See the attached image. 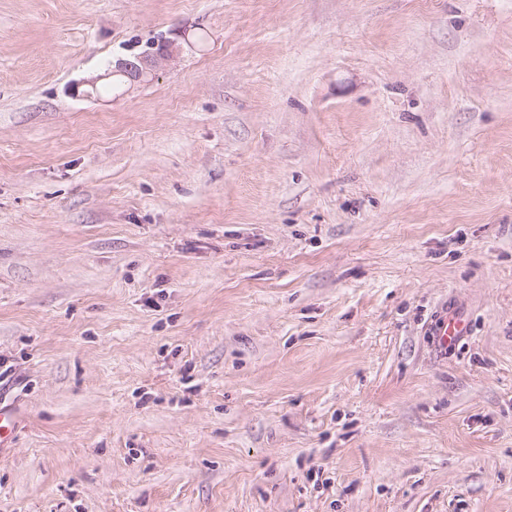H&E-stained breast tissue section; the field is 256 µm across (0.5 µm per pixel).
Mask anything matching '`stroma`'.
<instances>
[{"instance_id":"1","label":"stroma","mask_w":512,"mask_h":512,"mask_svg":"<svg viewBox=\"0 0 512 512\" xmlns=\"http://www.w3.org/2000/svg\"><path fill=\"white\" fill-rule=\"evenodd\" d=\"M0 408V512H512V0H0ZM166 55L163 51L157 52L151 56L146 55L139 60L138 63L130 62L128 60H118L112 66V69L103 74L104 79L111 78L112 76H123L128 79V82H137L149 76L154 68L157 67L159 61Z\"/></svg>"}]
</instances>
